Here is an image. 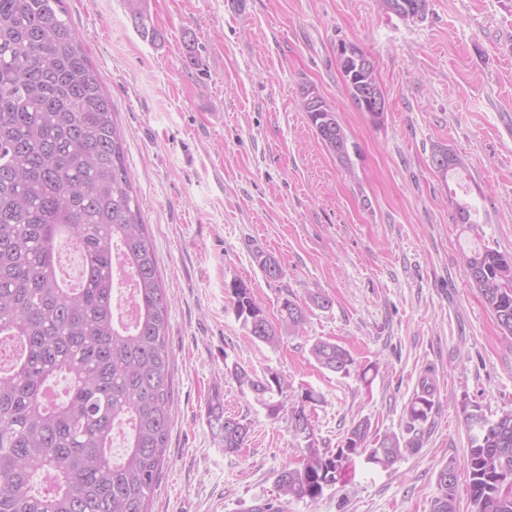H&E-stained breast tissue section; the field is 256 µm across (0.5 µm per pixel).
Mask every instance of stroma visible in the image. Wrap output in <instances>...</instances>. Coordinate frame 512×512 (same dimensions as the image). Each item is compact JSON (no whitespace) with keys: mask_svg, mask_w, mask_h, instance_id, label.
<instances>
[{"mask_svg":"<svg viewBox=\"0 0 512 512\" xmlns=\"http://www.w3.org/2000/svg\"><path fill=\"white\" fill-rule=\"evenodd\" d=\"M102 75L132 184L169 300L172 407L150 512H251L299 466L289 411L267 418L225 372L283 375L294 397L312 390L317 446H342L368 421L410 449L392 466L355 458L349 475L288 512H432L439 471L462 466L464 414L512 409V335L463 271L462 251L512 254V0H429L406 21L377 0H64ZM140 4L157 40L132 16ZM371 55L386 98L380 122L358 111L339 48ZM332 106L349 144L341 164L315 134L301 89ZM443 143L466 161L461 184L477 222L457 224L448 185L431 166ZM283 269L266 276L265 258ZM246 281L269 316L284 298L307 306L299 334L278 348L253 340L229 287ZM330 299L311 305L312 295ZM355 359L321 368L315 340ZM433 408H407L424 373ZM224 408L251 432L225 453L207 423Z\"/></svg>","mask_w":512,"mask_h":512,"instance_id":"1","label":"stroma"}]
</instances>
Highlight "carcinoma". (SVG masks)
I'll list each match as a JSON object with an SVG mask.
<instances>
[{"instance_id":"carcinoma-1","label":"carcinoma","mask_w":512,"mask_h":512,"mask_svg":"<svg viewBox=\"0 0 512 512\" xmlns=\"http://www.w3.org/2000/svg\"><path fill=\"white\" fill-rule=\"evenodd\" d=\"M341 49L343 80L362 112L366 86L383 89L376 72L358 65L364 51ZM302 107L325 147L350 161L347 135L326 100L305 87ZM122 141L103 77L63 0H0V342L19 345L13 361L0 364V512H148L159 480L172 405L168 299ZM440 153L447 155L442 178L464 167L446 145L433 146L431 159ZM66 244L81 254L77 286L58 269L56 254ZM464 272L512 335V255L476 248L464 256ZM230 293L242 327L269 347L306 321L305 308L285 298L272 323L241 280ZM310 354L331 372L346 374L354 365L349 351L330 341H315ZM230 375L269 419L287 407L283 376L236 366ZM60 376L68 389L58 401L48 389ZM434 389L424 374L410 420L427 419ZM314 401L307 391L290 407L300 442L316 440L307 415ZM207 418L224 452L243 447L251 422L226 412L218 391ZM464 421V469L476 512H512V411L491 418L476 408ZM120 428L117 457L112 437ZM368 434L363 420L336 451L307 449L301 466L279 474V497L251 512H287L286 497L316 500L348 473L353 457L386 467L413 447L385 434L367 448ZM39 473L49 487H34ZM438 486L433 512H454L455 467L439 471Z\"/></svg>"}]
</instances>
